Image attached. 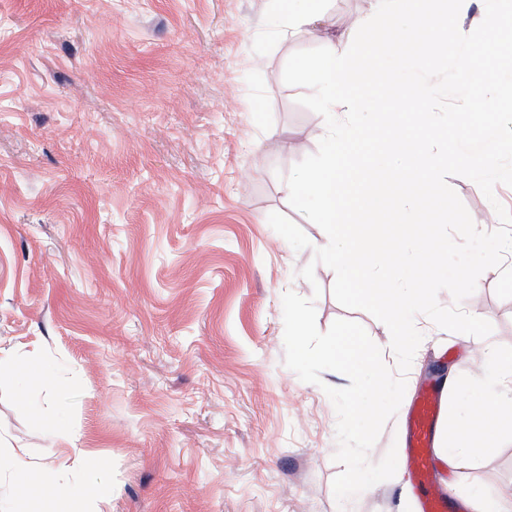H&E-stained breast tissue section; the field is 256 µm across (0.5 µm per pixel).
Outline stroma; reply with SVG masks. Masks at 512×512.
I'll return each instance as SVG.
<instances>
[{
  "label": "stroma",
  "instance_id": "35a3bbf8",
  "mask_svg": "<svg viewBox=\"0 0 512 512\" xmlns=\"http://www.w3.org/2000/svg\"><path fill=\"white\" fill-rule=\"evenodd\" d=\"M269 0H0V512H84L58 495L89 473L112 484L106 512H419L409 476L337 503V415L326 371L284 364L282 296L314 298L319 330L362 324L396 358L388 328L333 296L334 272H299L325 242L292 208L285 178L316 152L324 119L283 81L314 36L253 41ZM477 228L493 202L449 180ZM313 264V263H312ZM485 271L469 311L476 340L420 317L406 391L368 454L406 461V415L450 375L458 399L497 389L512 365V299ZM499 365V366H500ZM50 471L40 508L15 497L10 448ZM87 449L72 463L74 448ZM435 488L512 497V428Z\"/></svg>",
  "mask_w": 512,
  "mask_h": 512
}]
</instances>
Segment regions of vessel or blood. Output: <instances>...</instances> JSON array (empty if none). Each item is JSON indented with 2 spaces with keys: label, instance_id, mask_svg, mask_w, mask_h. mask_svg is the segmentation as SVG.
I'll list each match as a JSON object with an SVG mask.
<instances>
[{
  "label": "vessel or blood",
  "instance_id": "obj_1",
  "mask_svg": "<svg viewBox=\"0 0 512 512\" xmlns=\"http://www.w3.org/2000/svg\"><path fill=\"white\" fill-rule=\"evenodd\" d=\"M445 392L433 388L413 403L408 416V466L411 477L421 492L422 512H471L470 508L445 492L433 489L430 483L434 468L430 448L442 414Z\"/></svg>",
  "mask_w": 512,
  "mask_h": 512
}]
</instances>
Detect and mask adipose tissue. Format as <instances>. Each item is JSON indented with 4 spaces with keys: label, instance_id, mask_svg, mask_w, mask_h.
Returning a JSON list of instances; mask_svg holds the SVG:
<instances>
[{
    "label": "adipose tissue",
    "instance_id": "adipose-tissue-1",
    "mask_svg": "<svg viewBox=\"0 0 512 512\" xmlns=\"http://www.w3.org/2000/svg\"><path fill=\"white\" fill-rule=\"evenodd\" d=\"M509 426H512V399L501 404L486 399L483 405L452 421L440 453L451 465H462L469 459L476 443L492 431Z\"/></svg>",
    "mask_w": 512,
    "mask_h": 512
}]
</instances>
